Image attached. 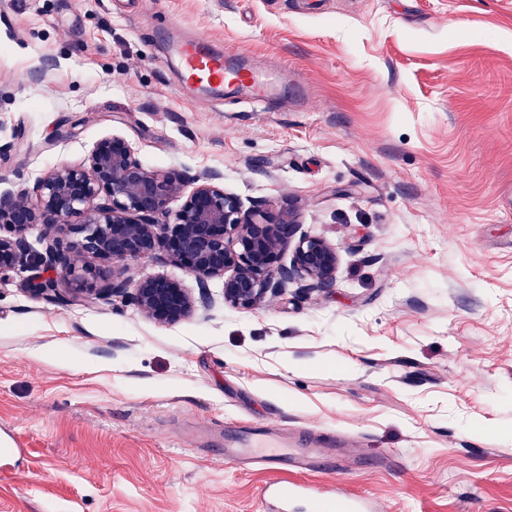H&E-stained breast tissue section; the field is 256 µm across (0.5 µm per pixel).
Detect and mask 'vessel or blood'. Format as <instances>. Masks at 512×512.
<instances>
[{"mask_svg":"<svg viewBox=\"0 0 512 512\" xmlns=\"http://www.w3.org/2000/svg\"><path fill=\"white\" fill-rule=\"evenodd\" d=\"M171 51L184 81L206 91H233L262 105L277 95L282 85L279 74L243 64L238 55L214 50L209 40L201 36L176 37ZM221 453L224 459L239 464H275L300 473L321 468L336 451L315 445L295 447L276 428L265 426L247 434H225ZM260 495L269 512H295L297 503H307L312 498L308 485L300 481L267 484Z\"/></svg>","mask_w":512,"mask_h":512,"instance_id":"obj_1","label":"vessel or blood"}]
</instances>
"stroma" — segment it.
<instances>
[{
    "instance_id": "obj_1",
    "label": "stroma",
    "mask_w": 512,
    "mask_h": 512,
    "mask_svg": "<svg viewBox=\"0 0 512 512\" xmlns=\"http://www.w3.org/2000/svg\"><path fill=\"white\" fill-rule=\"evenodd\" d=\"M172 23L306 100L184 90ZM112 135L294 205L335 279L169 325L0 277V512H263L297 473L184 435L266 424L377 512H512V0H0V192Z\"/></svg>"
}]
</instances>
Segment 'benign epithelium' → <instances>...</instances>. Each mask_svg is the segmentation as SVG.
I'll return each instance as SVG.
<instances>
[{
  "label": "benign epithelium",
  "instance_id": "obj_1",
  "mask_svg": "<svg viewBox=\"0 0 512 512\" xmlns=\"http://www.w3.org/2000/svg\"><path fill=\"white\" fill-rule=\"evenodd\" d=\"M88 166L58 165L30 189L0 192V275L31 266L24 291L47 302L121 300L148 318L174 324L197 305L208 306V283L224 280V303L251 310L290 281L309 289L332 284L336 250L317 236H303L291 265L278 264L295 234L294 210L277 216L243 208L224 191L221 175L205 173L172 212L170 199L182 193L175 170L147 167L120 136L96 142ZM42 228L44 251L32 248L28 233ZM197 280L199 298L160 275L126 276L128 265L156 257ZM90 255L99 264L78 261ZM112 265V272L102 264ZM62 276L58 287L53 274Z\"/></svg>",
  "mask_w": 512,
  "mask_h": 512
}]
</instances>
